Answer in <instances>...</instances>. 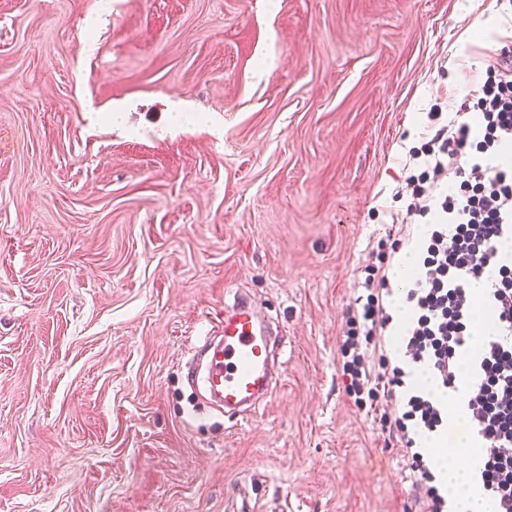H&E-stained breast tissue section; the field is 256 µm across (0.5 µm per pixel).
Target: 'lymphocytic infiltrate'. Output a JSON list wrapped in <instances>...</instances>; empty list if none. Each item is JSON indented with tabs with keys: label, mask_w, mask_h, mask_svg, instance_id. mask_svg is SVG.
Masks as SVG:
<instances>
[{
	"label": "lymphocytic infiltrate",
	"mask_w": 512,
	"mask_h": 512,
	"mask_svg": "<svg viewBox=\"0 0 512 512\" xmlns=\"http://www.w3.org/2000/svg\"><path fill=\"white\" fill-rule=\"evenodd\" d=\"M471 111L443 121L442 108L428 112L437 128L409 150L417 170L404 179L407 214L425 220L418 272L406 288L411 311L402 346L436 387L407 392L402 367L373 373L365 348L384 335L393 317L384 306L385 267L370 268L349 307L340 347L346 395L358 408L377 398L399 400L400 414L379 423L409 449V468L424 512H444L431 462L416 439L448 427L438 394L457 390L459 365L470 350L472 285L484 287V303L497 314L496 332L479 348L475 378L465 401L483 444L482 490L493 512H512V263L500 246L512 237V167L499 165L512 149V55L492 53Z\"/></svg>",
	"instance_id": "lymphocytic-infiltrate-1"
}]
</instances>
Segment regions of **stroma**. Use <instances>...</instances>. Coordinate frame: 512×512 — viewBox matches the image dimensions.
I'll use <instances>...</instances> for the list:
<instances>
[{
    "label": "stroma",
    "mask_w": 512,
    "mask_h": 512,
    "mask_svg": "<svg viewBox=\"0 0 512 512\" xmlns=\"http://www.w3.org/2000/svg\"><path fill=\"white\" fill-rule=\"evenodd\" d=\"M501 49L512 0H0V512H418L342 329ZM228 288L286 343L245 421L185 378Z\"/></svg>",
    "instance_id": "1"
}]
</instances>
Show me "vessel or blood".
<instances>
[{
	"label": "vessel or blood",
	"mask_w": 512,
	"mask_h": 512,
	"mask_svg": "<svg viewBox=\"0 0 512 512\" xmlns=\"http://www.w3.org/2000/svg\"><path fill=\"white\" fill-rule=\"evenodd\" d=\"M203 351L204 364L187 377L211 405L244 417L272 397L277 386L274 366L282 348L261 312L241 292H233L225 302L224 326L217 335L206 337Z\"/></svg>",
	"instance_id": "b4317fda"
}]
</instances>
